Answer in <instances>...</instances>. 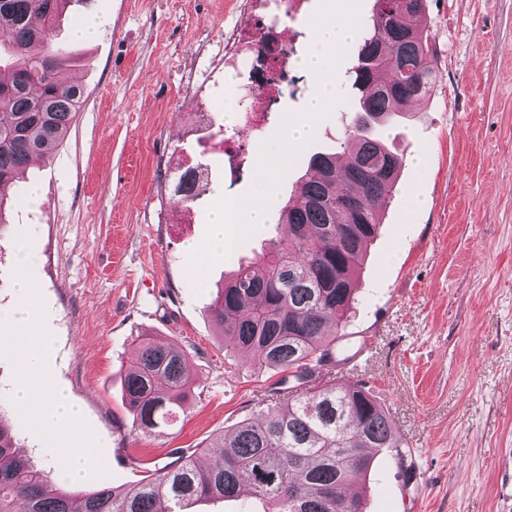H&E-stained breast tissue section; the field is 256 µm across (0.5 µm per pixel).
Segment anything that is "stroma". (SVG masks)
<instances>
[{
	"label": "stroma",
	"mask_w": 512,
	"mask_h": 512,
	"mask_svg": "<svg viewBox=\"0 0 512 512\" xmlns=\"http://www.w3.org/2000/svg\"><path fill=\"white\" fill-rule=\"evenodd\" d=\"M355 37L331 63L356 62L375 0H345ZM97 23L88 40L73 32ZM248 21L239 0H71L60 38L84 102L63 142L13 187L0 231V313L35 284L28 328L0 321V415L21 437L49 488L62 487V457L90 450L75 489L124 488L181 454L202 456L220 433L256 410L278 375L225 348L209 308L239 261L260 252L274 227L230 225L223 253L189 251L225 198L255 205L258 164L276 167L270 143L302 117L312 87L279 103L274 126L243 135L254 165L224 170V132L238 113L195 128L178 97L191 83L223 91V35ZM424 26L438 79L416 115L382 128L406 163L358 277L354 308L336 342L348 361L342 384H363L388 410L401 449H383L366 478L364 512H512V0H427ZM347 83L313 121L277 198L294 193L308 157L334 148L353 112ZM424 157L416 168L415 157ZM205 164L207 190L176 204L172 158ZM26 248L29 265L17 266ZM149 333L192 358L196 383L177 424L136 429L121 371L134 339ZM47 336L55 354L32 381L37 398L61 387L80 406L74 428L50 434L12 398L19 349Z\"/></svg>",
	"instance_id": "stroma-1"
}]
</instances>
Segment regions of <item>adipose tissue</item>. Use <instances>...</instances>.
<instances>
[{
    "mask_svg": "<svg viewBox=\"0 0 512 512\" xmlns=\"http://www.w3.org/2000/svg\"><path fill=\"white\" fill-rule=\"evenodd\" d=\"M351 35V26L337 16L334 0H328L313 45L309 53L301 60L303 67L320 73L322 79L316 92L303 107V118L278 144L280 166L274 171L260 169L255 187L258 203L248 212H240L239 208L231 203L221 205L215 210L211 232L203 243L196 245V252L208 256L223 251L226 245L225 225L236 224L249 228L265 223L267 218L265 201L273 197L277 179L286 173L292 148L299 146L309 138L312 133V116L323 111L325 105L336 95L338 76L329 69L328 62L342 53ZM53 353V343L45 337L36 336L24 344L20 354V363L25 380L15 389L13 398L15 403L22 408H36L38 420L43 426L51 430H59L71 426L77 420L79 416L77 406L72 402L68 393L60 388L51 390L41 406H34L33 389L29 382L30 376L42 372Z\"/></svg>",
    "mask_w": 512,
    "mask_h": 512,
    "instance_id": "obj_1",
    "label": "adipose tissue"
}]
</instances>
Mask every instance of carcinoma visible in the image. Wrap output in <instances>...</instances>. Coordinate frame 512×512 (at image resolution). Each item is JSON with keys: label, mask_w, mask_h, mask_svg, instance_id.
I'll list each match as a JSON object with an SVG mask.
<instances>
[{"label": "carcinoma", "mask_w": 512, "mask_h": 512, "mask_svg": "<svg viewBox=\"0 0 512 512\" xmlns=\"http://www.w3.org/2000/svg\"><path fill=\"white\" fill-rule=\"evenodd\" d=\"M71 0H0V231L14 180L64 140L84 97L58 41ZM349 82L356 111L333 152H315L297 194L280 208L277 236L224 280L210 310L218 333L254 366L286 373L270 386L274 403L213 443L202 466L191 455L124 490H47L19 455L0 417V512H174L244 490L264 512H363L347 487L376 455L400 447L388 411L364 386L339 387L336 336L354 299L356 272L382 224L381 208L403 155L373 128L412 116L437 79L423 27L426 0H376ZM194 203L196 169L174 187ZM124 369L133 423L152 434L173 425L195 385L191 357L173 343L139 336Z\"/></svg>", "instance_id": "1"}]
</instances>
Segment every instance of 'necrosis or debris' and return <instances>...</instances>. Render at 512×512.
Here are the masks:
<instances>
[{
  "mask_svg": "<svg viewBox=\"0 0 512 512\" xmlns=\"http://www.w3.org/2000/svg\"><path fill=\"white\" fill-rule=\"evenodd\" d=\"M252 24L229 29L224 40V68L237 81L229 101L241 117L242 128L263 135L268 116L288 92L292 50L281 28L300 14L304 0H244Z\"/></svg>",
  "mask_w": 512,
  "mask_h": 512,
  "instance_id": "1",
  "label": "necrosis or debris"
}]
</instances>
